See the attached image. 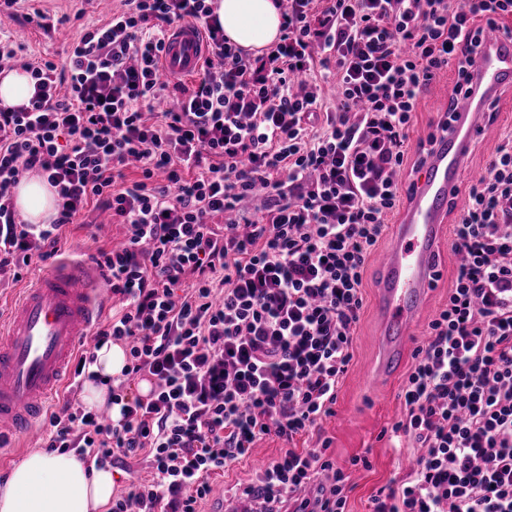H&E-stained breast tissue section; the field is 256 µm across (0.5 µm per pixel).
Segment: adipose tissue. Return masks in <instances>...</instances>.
I'll return each instance as SVG.
<instances>
[{
  "label": "adipose tissue",
  "instance_id": "adipose-tissue-1",
  "mask_svg": "<svg viewBox=\"0 0 512 512\" xmlns=\"http://www.w3.org/2000/svg\"><path fill=\"white\" fill-rule=\"evenodd\" d=\"M214 17L225 38L252 55H262L281 34L277 0H214ZM13 202L24 220L39 224L55 212L56 194L46 179L31 175L13 190ZM126 351L118 342L96 352L93 369L99 382L87 383L83 401L97 409L111 406L113 378L121 377ZM53 486L44 495L43 486ZM114 491L111 470L98 469L72 453L33 451L17 463L0 486V512H108Z\"/></svg>",
  "mask_w": 512,
  "mask_h": 512
}]
</instances>
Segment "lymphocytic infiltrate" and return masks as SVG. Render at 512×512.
<instances>
[{
	"instance_id": "lymphocytic-infiltrate-1",
	"label": "lymphocytic infiltrate",
	"mask_w": 512,
	"mask_h": 512,
	"mask_svg": "<svg viewBox=\"0 0 512 512\" xmlns=\"http://www.w3.org/2000/svg\"><path fill=\"white\" fill-rule=\"evenodd\" d=\"M121 2L62 63L26 64L32 98L0 108V271L54 257L89 204L125 224L126 242L100 255L118 303L95 339L127 344L125 379L155 393L113 387L109 419L66 400L44 448L100 465L143 457L152 481L111 512H197L210 474L332 413L418 100L450 67L461 92L484 24L512 17V0H285L280 38L257 58L224 37L208 0ZM183 20L218 60L192 87L159 69ZM319 66L336 69L330 111L306 88ZM169 96L177 109L149 121ZM30 172L57 193L49 223L13 204ZM452 235L448 303L413 353L393 427L418 468L372 512H512V139L470 184ZM320 472L331 482L314 484ZM345 481L322 449L291 448L241 497L245 512L289 499L293 512H344Z\"/></svg>"
}]
</instances>
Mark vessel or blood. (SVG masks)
<instances>
[{"label":"vessel or blood","mask_w":512,"mask_h":512,"mask_svg":"<svg viewBox=\"0 0 512 512\" xmlns=\"http://www.w3.org/2000/svg\"><path fill=\"white\" fill-rule=\"evenodd\" d=\"M206 46L193 25L174 26L161 70L198 73ZM512 33L486 29V45L469 70L465 92L433 119L416 188L392 226L390 246L378 257L373 310L380 361L375 383L400 370L420 342L416 320L441 272L440 247L449 240V208L464 191L475 138L512 120ZM101 269L65 258L23 290L0 321V435L34 436L48 403L69 377L80 348L94 344L105 297Z\"/></svg>","instance_id":"b4317fda"}]
</instances>
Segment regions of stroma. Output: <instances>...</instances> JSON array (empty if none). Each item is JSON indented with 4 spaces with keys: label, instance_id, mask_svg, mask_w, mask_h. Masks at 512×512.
Instances as JSON below:
<instances>
[{
    "label": "stroma",
    "instance_id": "35a3bbf8",
    "mask_svg": "<svg viewBox=\"0 0 512 512\" xmlns=\"http://www.w3.org/2000/svg\"><path fill=\"white\" fill-rule=\"evenodd\" d=\"M116 4L117 0H19L13 9L0 12V38L17 46L18 63L44 58L58 61L86 29L107 23ZM37 11L44 15V24L33 20ZM454 82V69H445L421 94L408 131L412 148L431 128L434 111L439 103L447 101ZM124 235L122 225L101 223L98 211L93 210L64 229L58 248L94 257ZM374 282L375 266L370 263L363 279L364 306L353 337L352 361L339 385L332 414L322 417L311 432L294 437L292 442L273 435L264 437L250 455L211 475L208 506H220L225 499L240 495L243 488L256 482L261 469L290 447L299 451L325 447L326 458L347 477L345 512H369L371 500L380 490L412 479V470L402 465L403 458L412 455V448L396 445L390 438L392 425L403 414L404 381L396 379L390 388L377 387L371 381L376 355L370 308ZM357 456L362 457V464H354Z\"/></svg>",
    "mask_w": 512,
    "mask_h": 512
}]
</instances>
